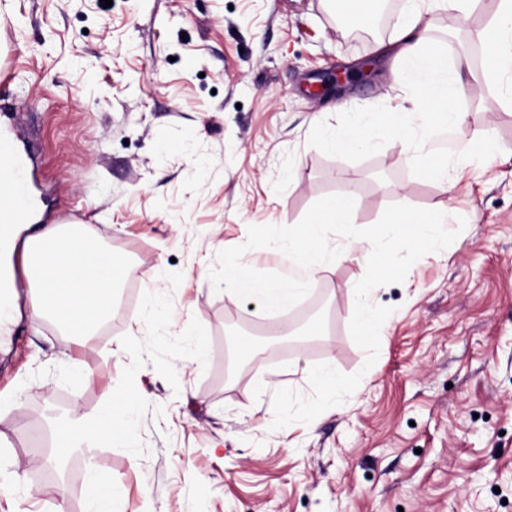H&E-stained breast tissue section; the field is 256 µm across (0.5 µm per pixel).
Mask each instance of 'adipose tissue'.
<instances>
[{"label":"adipose tissue","instance_id":"ef3b65f1","mask_svg":"<svg viewBox=\"0 0 512 512\" xmlns=\"http://www.w3.org/2000/svg\"><path fill=\"white\" fill-rule=\"evenodd\" d=\"M424 2L409 0L392 37L376 45L377 52L393 60V77L415 91L412 111L391 116L390 123L402 131L412 127L418 114L432 113L438 127L454 130L462 115L450 105L455 89L447 78V52L425 35ZM478 37L491 51L482 70L473 74L472 89L493 86L512 102V0H498ZM24 262L35 287L31 300L35 315L51 318L68 336L87 335L98 327L114 301L116 284L129 273L125 261L101 247L84 224L53 226L32 237ZM132 412L131 404L122 403L94 423L74 421L53 434L48 460L62 459L70 449L102 439L132 441Z\"/></svg>","mask_w":512,"mask_h":512}]
</instances>
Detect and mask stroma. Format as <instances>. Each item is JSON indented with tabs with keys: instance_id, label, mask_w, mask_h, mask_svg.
I'll list each match as a JSON object with an SVG mask.
<instances>
[{
	"instance_id": "35a3bbf8",
	"label": "stroma",
	"mask_w": 512,
	"mask_h": 512,
	"mask_svg": "<svg viewBox=\"0 0 512 512\" xmlns=\"http://www.w3.org/2000/svg\"><path fill=\"white\" fill-rule=\"evenodd\" d=\"M494 9L428 15L433 42L467 35L466 66L447 55L465 122L441 145L426 124L410 141L385 119L411 111L414 91L373 43L348 39L372 27V0H0V99L12 105L0 128L43 205L26 233L88 224L132 265L90 336L64 340L21 299L0 351V512H88L91 466L118 489L113 512H512V106L467 90ZM366 60L375 78L308 96ZM349 123L365 143L334 150ZM485 139L487 153L461 154ZM435 149L442 165L422 175L416 161ZM345 191L359 228L392 204L466 221L403 283L371 292L393 312L369 368L349 333L367 264L350 239L332 237L341 255L278 314L209 278L250 226L295 225ZM306 317L311 347L258 356L250 334ZM297 360L363 378L310 424L276 430L274 391L309 390L287 370ZM127 398L133 443L39 464L71 410L90 420Z\"/></svg>"
}]
</instances>
